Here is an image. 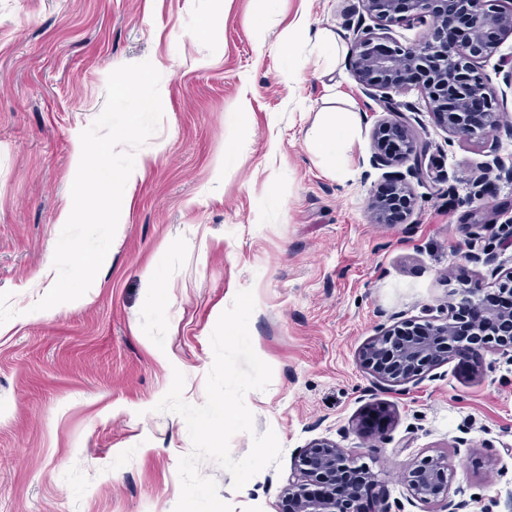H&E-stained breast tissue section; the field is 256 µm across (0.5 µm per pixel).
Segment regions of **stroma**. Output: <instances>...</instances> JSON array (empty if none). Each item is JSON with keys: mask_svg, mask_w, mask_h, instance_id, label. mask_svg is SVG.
<instances>
[{"mask_svg": "<svg viewBox=\"0 0 512 512\" xmlns=\"http://www.w3.org/2000/svg\"><path fill=\"white\" fill-rule=\"evenodd\" d=\"M360 0H0V512H174L184 419L156 411L174 371L183 396L206 400L210 336L238 291L254 292L249 331L273 370L247 394L255 432L274 431L280 467L242 490L211 460L199 472L234 512H285L294 459L318 438L353 451L378 475L380 499H412L404 470L448 458L449 495L506 512L512 497V353L485 351L482 371L458 361L420 384L370 392L358 354L380 326L447 316L452 289L482 280L470 245L512 267L492 222L512 210V183L484 200L471 182L497 156L512 166L506 128L463 140L437 126L417 88L396 100L419 110L435 165L416 204L393 224L370 220L383 185L372 169V100L350 66ZM263 14L262 29L253 19ZM336 36L327 59L298 30ZM150 61L163 118L136 152L142 180L121 206L110 260L88 302L36 310L57 272L50 256L71 207L80 134L102 112L109 74ZM361 122L335 176L306 146L329 111ZM166 288L158 309L147 276ZM372 403L388 429L364 435ZM254 432V433H255Z\"/></svg>", "mask_w": 512, "mask_h": 512, "instance_id": "stroma-1", "label": "stroma"}]
</instances>
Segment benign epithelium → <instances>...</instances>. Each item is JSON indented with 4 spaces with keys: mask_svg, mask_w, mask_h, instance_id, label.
<instances>
[{
    "mask_svg": "<svg viewBox=\"0 0 512 512\" xmlns=\"http://www.w3.org/2000/svg\"><path fill=\"white\" fill-rule=\"evenodd\" d=\"M363 11L376 26L357 24L350 43L351 67L364 94L393 118L373 126L374 169L389 168L386 187L370 204L377 224L395 210L406 216L416 197L413 181L428 175L429 143L412 123V105L394 99L408 76L416 77L429 114L446 131L462 139L485 136L501 128L512 92V56L503 58L496 89L481 63L497 52L501 40L512 35V0H361ZM403 22L428 26L426 37L405 46L389 36ZM512 182V167L498 158L486 161L471 183L472 195L486 196L490 177ZM465 261L488 267L495 276V257L470 247ZM460 296L445 318L428 315L423 322L406 320L382 326L359 354L361 368L371 377V390H393L419 384L436 367L451 360L474 359L486 348L512 352V268L501 275L497 297L484 294L482 283L456 288ZM411 495L434 504L439 512H465L468 501L449 497L448 458L427 456L405 473ZM376 474L358 463L347 449L330 439L309 443L297 457L284 487L289 512H401L376 499Z\"/></svg>",
    "mask_w": 512,
    "mask_h": 512,
    "instance_id": "obj_1",
    "label": "benign epithelium"
}]
</instances>
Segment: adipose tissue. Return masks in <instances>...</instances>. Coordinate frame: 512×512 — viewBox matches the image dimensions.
Masks as SVG:
<instances>
[{
	"mask_svg": "<svg viewBox=\"0 0 512 512\" xmlns=\"http://www.w3.org/2000/svg\"><path fill=\"white\" fill-rule=\"evenodd\" d=\"M358 123L354 112H326L312 126L307 138L308 150L334 174L344 171V151L350 143Z\"/></svg>",
	"mask_w": 512,
	"mask_h": 512,
	"instance_id": "obj_1",
	"label": "adipose tissue"
}]
</instances>
